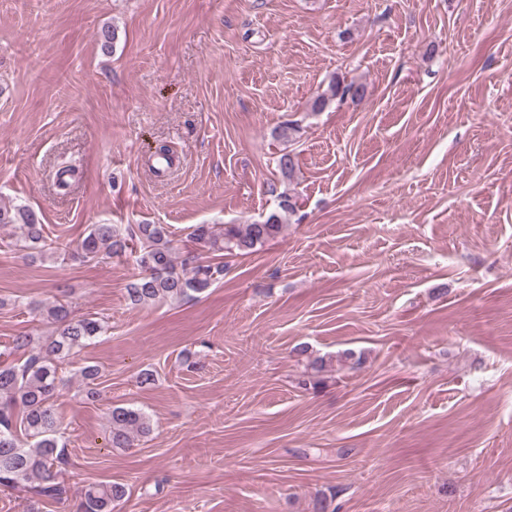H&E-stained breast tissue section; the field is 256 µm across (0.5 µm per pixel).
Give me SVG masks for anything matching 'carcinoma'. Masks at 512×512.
Segmentation results:
<instances>
[{
	"label": "carcinoma",
	"mask_w": 512,
	"mask_h": 512,
	"mask_svg": "<svg viewBox=\"0 0 512 512\" xmlns=\"http://www.w3.org/2000/svg\"><path fill=\"white\" fill-rule=\"evenodd\" d=\"M363 95L361 85L334 81L327 92L314 100L312 110L322 111L338 96L356 99ZM299 132L298 124L288 121L278 125L273 135L288 143ZM154 156L155 175L162 176L173 167L174 158L167 145H159ZM278 172L282 181L293 180L295 161L291 153L280 155ZM279 207L281 213L271 214L263 222L194 225L189 233L192 249L182 258L176 256L169 231L162 224H93L77 245L76 254L85 261L126 257L137 271L127 288V299L133 306L192 299L224 278V262L206 260L204 255L257 252L280 236L284 229L282 215L294 212L296 203L283 194ZM0 224L20 226L18 242L23 249H38L44 243L41 218L27 206L0 205ZM42 314L55 326V336L47 348L29 350L22 363L0 367V488L32 484L38 495L59 499L66 493L59 481L66 453L54 407L59 391L57 361L104 335L108 326L96 316H72L63 299L44 307ZM110 423L114 448H130L138 438L151 432L145 413L123 406L112 408ZM124 495L120 484L92 485L80 497L78 512H113L114 502Z\"/></svg>",
	"instance_id": "1"
}]
</instances>
